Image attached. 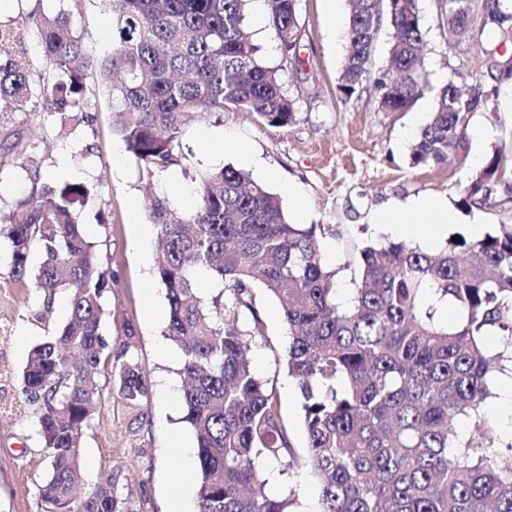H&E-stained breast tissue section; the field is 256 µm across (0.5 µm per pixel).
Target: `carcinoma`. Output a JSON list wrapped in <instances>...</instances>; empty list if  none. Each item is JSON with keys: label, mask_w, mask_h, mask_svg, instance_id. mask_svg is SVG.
I'll return each mask as SVG.
<instances>
[{"label": "carcinoma", "mask_w": 512, "mask_h": 512, "mask_svg": "<svg viewBox=\"0 0 512 512\" xmlns=\"http://www.w3.org/2000/svg\"><path fill=\"white\" fill-rule=\"evenodd\" d=\"M79 2L0 21V112L83 115L91 107L85 81L97 72L118 114L112 133L150 177L179 164L182 129L196 112L233 108L269 126L293 123L283 73L303 40L298 0H264L277 65L246 31L251 0H106L115 26L96 56L72 22ZM437 9L450 52L494 33L482 46L492 64L480 84L463 90L452 72L431 87L418 0H350L339 76L348 97L373 87L382 112H406L434 92L410 148L414 168L465 158L473 115L512 83V69H501L512 55V0H439ZM384 23L388 64L376 70ZM31 26L50 80L18 50ZM102 188L100 179L44 182L0 218L12 278L33 282L46 310L58 290L69 295L68 317L32 347L21 372L49 455L39 496L53 512H127L110 480L75 501L83 439L101 379L131 410L150 400L131 343L114 354L102 331L117 276L80 220ZM197 191L198 206L178 220L164 197L147 206L162 255L164 333L182 352L183 422L197 438L195 512H292L295 502L292 494L265 495L257 468L261 457L295 454L275 387L246 355L266 341L256 288L276 301L287 331L281 360L302 399L303 462L319 489V512H512V454L499 452L484 415L490 378L504 360L487 347V333L512 337V224L479 239L458 234L433 252L404 242L366 246L352 297L340 302L336 271L323 260L333 226L289 223L276 194L231 166L201 173ZM462 204L512 210L511 148L472 173ZM203 275L219 286L207 301L198 297ZM428 294L451 304L456 321H442L425 304ZM459 419L471 425L464 435L454 429Z\"/></svg>", "instance_id": "1"}]
</instances>
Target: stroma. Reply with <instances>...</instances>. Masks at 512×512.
<instances>
[{
	"instance_id": "obj_1",
	"label": "stroma",
	"mask_w": 512,
	"mask_h": 512,
	"mask_svg": "<svg viewBox=\"0 0 512 512\" xmlns=\"http://www.w3.org/2000/svg\"><path fill=\"white\" fill-rule=\"evenodd\" d=\"M436 5L437 0H419L429 79L432 85H440L455 70L462 81L474 83L486 73L489 59L476 45L464 59L449 55L448 33ZM297 17L304 37L297 61L284 75L285 88L295 101L294 122L271 127L233 109L195 114L180 138V163L168 173L143 176L136 159L122 151L112 133V97L97 78L86 81L93 104L91 121L47 112L0 113V214L9 215L15 196L37 180H104L101 193L82 214L88 235L103 242V253L118 274L107 301L110 315L104 333L117 350L125 339V326H132L151 397L138 415L112 396L103 398L82 448V489L90 491L100 480L111 478L117 497L127 502L130 512H166L175 494L170 473L180 467L186 470L188 494L196 492L194 459L172 448L174 433L189 437L193 431L182 420L181 354L174 346L168 357L159 353L167 341L168 304L156 275L157 230L147 219L146 206L149 194L157 193L168 198L175 214L187 213L183 191L195 188L205 169L202 158L209 144L204 132L226 138L224 164L246 171L280 196L289 222L335 227L323 259L337 272L341 300L353 291L359 250L390 240L389 235L372 231L369 220L375 210L419 196H444L451 205H458L476 168L470 159L434 168L411 167L410 146L429 118L432 96L422 97L405 112L379 111L369 90L345 96L338 76L348 43L330 42L325 0H298ZM73 21L91 51H100L112 35V14L102 0H84ZM511 126L512 88L506 86L470 123L471 129L493 133L500 149L506 142L504 130ZM18 137L38 142V150L18 154L13 147ZM289 181L300 188L301 199L285 191ZM135 221L144 225V237L133 235ZM149 294L160 311L152 321L145 309ZM257 303L267 340L252 345L248 357L255 372L276 389L296 456L292 464L266 460V468L277 471L279 482L265 485L264 491L275 496L295 494L294 512H316L319 491L302 462L306 440L299 422V392L277 358L286 343L279 308L262 292ZM41 305L42 297L32 284L10 276L6 254L0 250V512H47L39 497L47 450L36 434L35 406L22 391L20 373L30 349L63 322L67 294L59 292L51 312L38 322L32 312Z\"/></svg>"
}]
</instances>
